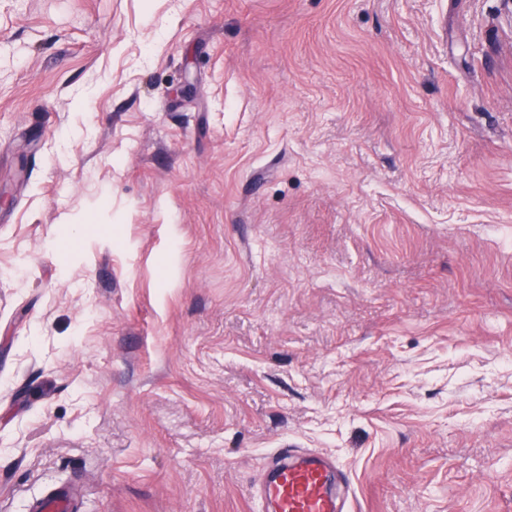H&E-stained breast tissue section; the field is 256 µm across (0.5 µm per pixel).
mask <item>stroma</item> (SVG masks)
<instances>
[{"label":"stroma","instance_id":"35a3bbf8","mask_svg":"<svg viewBox=\"0 0 512 512\" xmlns=\"http://www.w3.org/2000/svg\"><path fill=\"white\" fill-rule=\"evenodd\" d=\"M512 512V5L0 0V512ZM266 472L260 499L268 512H345L336 487L343 476L335 459L309 450H279ZM34 512H74L68 490L49 493L37 500L31 509Z\"/></svg>","mask_w":512,"mask_h":512}]
</instances>
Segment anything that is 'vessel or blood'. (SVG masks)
Returning a JSON list of instances; mask_svg holds the SVG:
<instances>
[{
    "label": "vessel or blood",
    "mask_w": 512,
    "mask_h": 512,
    "mask_svg": "<svg viewBox=\"0 0 512 512\" xmlns=\"http://www.w3.org/2000/svg\"><path fill=\"white\" fill-rule=\"evenodd\" d=\"M342 479L336 460L326 454L283 450L262 480L260 498L266 512H345L336 491ZM33 512H73L69 491L47 494Z\"/></svg>",
    "instance_id": "b4317fda"
}]
</instances>
